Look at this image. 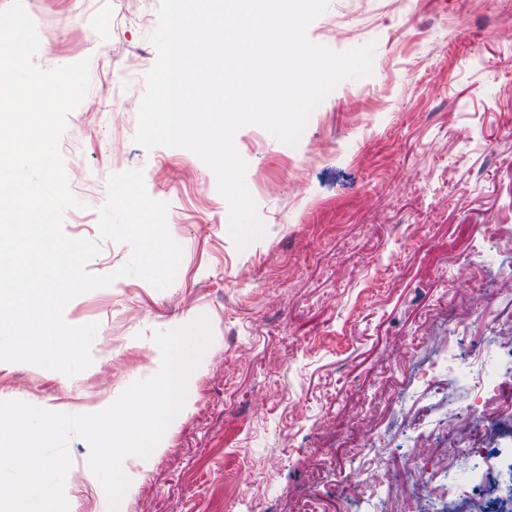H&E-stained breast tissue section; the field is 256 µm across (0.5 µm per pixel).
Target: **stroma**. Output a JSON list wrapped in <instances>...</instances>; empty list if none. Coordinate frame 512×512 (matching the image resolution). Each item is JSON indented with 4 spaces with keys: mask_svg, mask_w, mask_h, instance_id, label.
<instances>
[{
    "mask_svg": "<svg viewBox=\"0 0 512 512\" xmlns=\"http://www.w3.org/2000/svg\"><path fill=\"white\" fill-rule=\"evenodd\" d=\"M22 2L37 66L90 62L60 141L81 202L64 231L101 245L88 272L130 256L97 220L109 176L129 169L168 203L182 259L166 289L126 276L68 304V324L98 325L78 377L0 362V394L93 413L159 370L155 333L204 315L213 334L161 449L125 459L119 512H384L394 480L407 512H433L427 487L473 464L440 433L448 410L474 419L481 447L512 448V416L476 405L484 368L511 361L497 329L512 326V0H329L309 40L375 43L372 74L339 84L296 146L237 132L265 227L242 250L213 172L135 143L121 106L145 91L160 0ZM69 452V512H108L88 443Z\"/></svg>",
    "mask_w": 512,
    "mask_h": 512,
    "instance_id": "obj_1",
    "label": "stroma"
}]
</instances>
